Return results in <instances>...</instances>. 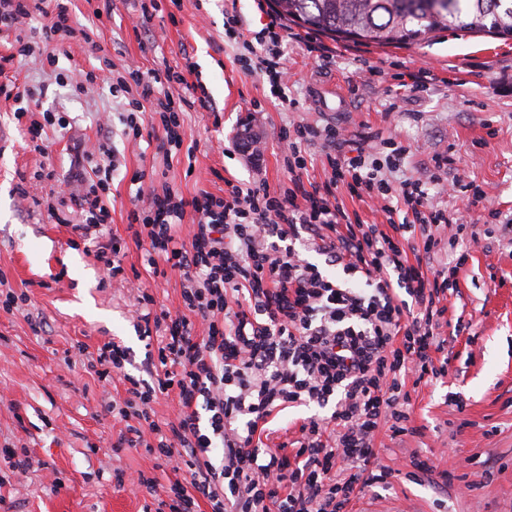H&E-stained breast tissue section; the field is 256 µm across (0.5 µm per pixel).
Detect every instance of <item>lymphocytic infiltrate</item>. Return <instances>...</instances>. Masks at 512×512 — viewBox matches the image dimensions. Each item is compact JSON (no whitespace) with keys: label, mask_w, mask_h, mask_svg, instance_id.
Masks as SVG:
<instances>
[{"label":"lymphocytic infiltrate","mask_w":512,"mask_h":512,"mask_svg":"<svg viewBox=\"0 0 512 512\" xmlns=\"http://www.w3.org/2000/svg\"><path fill=\"white\" fill-rule=\"evenodd\" d=\"M278 39L271 29L243 43L275 94L288 77L275 52ZM194 69L189 61L181 72L129 69L112 79L129 114H158L164 153L184 143L182 114L208 105L198 85L177 96L168 90ZM278 138L288 172L279 190L261 181L230 185L221 196L203 191L187 198L167 190L128 214L153 276L176 272L184 279L181 314L156 310L153 296L138 289L137 318L157 350L142 364L144 378L126 376L124 398L107 406L126 423L115 449L144 448L188 474L170 484L155 512H198L202 499L211 512H346L376 458L380 427L395 436L414 431L405 378L418 385L447 373L432 354L442 348L445 301L468 256L427 273L405 249L410 235L423 232V254L437 261L443 233L468 235L467 225L453 222L428 193L443 181L447 156L435 157L427 180L408 178L395 189L384 171L399 165L405 149L393 140H386L389 154L381 163L362 151L346 156L337 125L295 123ZM315 143L326 148L330 176L308 186L305 153ZM95 170L97 179L72 199L81 217L76 230L94 243L108 276L121 279L124 247L101 232L112 220L105 202L112 168ZM342 189L381 205L386 225L349 215L337 196ZM190 211L198 219L185 237L181 226ZM303 245L324 255V265L302 258ZM331 266L341 276L329 275ZM170 391L181 409L164 431L152 418V404ZM310 404L334 410L297 422L292 442L263 443L279 412Z\"/></svg>","instance_id":"lymphocytic-infiltrate-1"}]
</instances>
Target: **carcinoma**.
<instances>
[{
	"label": "carcinoma",
	"instance_id": "cac0c4a2",
	"mask_svg": "<svg viewBox=\"0 0 512 512\" xmlns=\"http://www.w3.org/2000/svg\"><path fill=\"white\" fill-rule=\"evenodd\" d=\"M288 20L333 39L407 43L441 29L512 37V0H273Z\"/></svg>",
	"mask_w": 512,
	"mask_h": 512
}]
</instances>
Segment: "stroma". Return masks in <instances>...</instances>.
I'll return each mask as SVG.
<instances>
[{
    "mask_svg": "<svg viewBox=\"0 0 512 512\" xmlns=\"http://www.w3.org/2000/svg\"><path fill=\"white\" fill-rule=\"evenodd\" d=\"M110 2L108 13L97 7ZM175 14L158 12L134 29V0H70L77 28L92 41H71L57 66L19 59L9 66L19 84L40 90L33 117L15 119L16 104L0 96V273L27 300L0 308V448L28 452L40 467L0 485V512H144L149 496L117 486L114 469L156 474L142 448L113 452L122 427L105 409L123 392L121 380L104 381L82 361L66 362L73 346L96 351L116 341L129 352L125 371L138 375L146 341L136 326V294L109 280L93 248L73 244L71 227L50 209L59 198L53 183L33 187V176L52 165L60 181L78 191L91 169L88 153L108 146L121 166L112 176V222L103 229L130 240L128 213L147 205L131 178L136 171L164 174L184 197L223 194L226 182L266 181L279 189L288 174L277 132L289 123L331 122L345 128L350 144L378 154L384 140L401 142L407 155L386 171L392 186L427 178L436 155L448 156L449 177L478 186L479 195L453 193L433 201L472 225L474 238L443 252L452 261L467 252L457 292L449 295L444 350L446 377L412 389L411 419L417 434L391 437L380 429L375 448L386 483L357 491L347 512H512V39L443 30L412 45L334 40L284 22L281 48L288 65L287 100L270 94L267 76L239 61L240 43L224 32L225 12H236L250 30H261L273 0H180ZM192 56L212 101L211 109L185 113L192 158L166 161L150 133L123 132L125 97L108 81L77 92L70 76L109 58L115 71L182 66ZM261 111H254V103ZM62 115L67 128H47L48 152L26 145V129L44 111ZM28 196H21V188ZM122 263L138 271L159 307L182 308L179 276L156 279L143 251L130 245ZM464 332H455L454 321ZM429 460L416 470L412 461Z\"/></svg>",
    "mask_w": 512,
    "mask_h": 512,
    "instance_id": "1",
    "label": "stroma"
}]
</instances>
